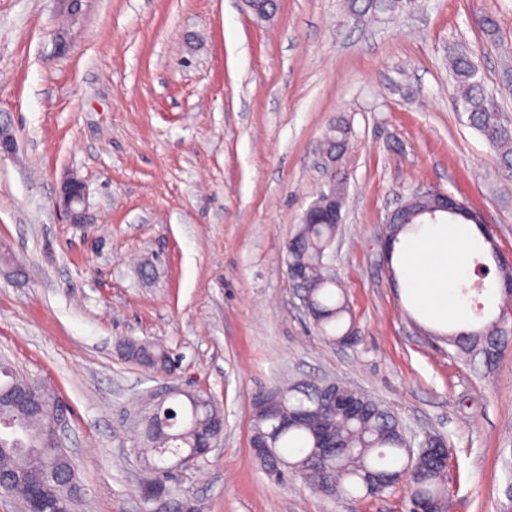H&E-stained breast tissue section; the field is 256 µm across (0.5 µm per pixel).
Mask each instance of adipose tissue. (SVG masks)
Returning a JSON list of instances; mask_svg holds the SVG:
<instances>
[{
	"mask_svg": "<svg viewBox=\"0 0 512 512\" xmlns=\"http://www.w3.org/2000/svg\"><path fill=\"white\" fill-rule=\"evenodd\" d=\"M393 261L410 285L417 311L432 325L443 327L462 317L452 295L467 265L458 225L430 224L419 233L402 235Z\"/></svg>",
	"mask_w": 512,
	"mask_h": 512,
	"instance_id": "adipose-tissue-1",
	"label": "adipose tissue"
}]
</instances>
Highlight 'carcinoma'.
I'll return each instance as SVG.
<instances>
[{"label": "carcinoma", "mask_w": 512, "mask_h": 512, "mask_svg": "<svg viewBox=\"0 0 512 512\" xmlns=\"http://www.w3.org/2000/svg\"><path fill=\"white\" fill-rule=\"evenodd\" d=\"M416 0H349L351 11L373 17L405 13L414 8ZM449 68L454 78L457 100L468 113L469 124L484 140L512 163V120L486 90L479 76L472 53L463 45L448 54ZM428 206H413L395 220L396 235L417 229L424 222ZM336 224H303L296 233L297 245L286 248V263L305 271L306 298L313 310L312 323L329 342H356L353 320L343 291L339 290L336 277L330 269L333 238ZM496 329L491 323L479 330L459 331L448 336L457 350L467 354L471 361L484 364L490 359L495 364L497 356L490 353L500 347L502 336H488ZM123 354L129 360L149 369L171 372L179 355L172 350L150 341L127 339ZM29 378L13 371L0 362V388L8 391L25 386ZM349 394L368 401V411L357 418H348L333 410L317 408L318 396L314 385L301 384L275 387L270 392L276 397L281 413L289 416L315 408L319 409L310 424H295L287 428L277 427L268 418L259 401H254L252 434L267 437L272 456L259 459L267 476L281 481L291 471H297L306 482L319 490L321 484L330 485V492L338 497L369 498L384 494L392 484L381 477L386 474H404L409 483L410 503L424 506L432 503L435 512H448L450 501L445 485V460L429 454H417L409 460L404 442L397 436L398 420L380 402L350 387ZM56 400L52 388L43 386L39 410L28 413L13 401L0 399V425L10 424L7 431L0 430V470L24 471L34 479L42 477V471L51 462L48 437L43 433L53 413ZM173 415L161 412L153 419L140 424L139 454L143 458L146 476L138 488L158 485L165 490L168 512H187V505L194 499L171 482L161 465L163 454L180 452L186 448H198L204 441L224 429L223 411L208 397L184 393L175 396L170 404ZM325 428L336 434L345 451L336 457L322 458L316 448L315 432ZM60 470L69 474L65 482L50 481L44 487L47 494L55 497L62 506L75 509L82 497V482L78 477L74 460L61 450H55Z\"/></svg>", "instance_id": "obj_1"}]
</instances>
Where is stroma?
Segmentation results:
<instances>
[{"label": "stroma", "instance_id": "obj_1", "mask_svg": "<svg viewBox=\"0 0 512 512\" xmlns=\"http://www.w3.org/2000/svg\"><path fill=\"white\" fill-rule=\"evenodd\" d=\"M369 22L346 0H0V358L71 408L65 444L79 512H140L127 418L169 387L212 397L224 437L177 480L201 512H406L375 498L268 478L251 447L256 392L331 379L384 403L408 437H443L452 512H506L512 342L486 371L417 316L379 238L398 196L446 191L483 213L493 244L467 252L465 306L512 324V298L475 290L490 246L512 257V168L458 108L448 51L465 43L488 89L512 62V0H420ZM497 39L482 31L485 17ZM344 124L348 147L324 142ZM86 186L92 223L59 210ZM344 184L331 266L357 342L305 316L286 245L305 210ZM132 337L181 356L174 375L128 362ZM84 183L77 178L63 182L59 193V205L65 211L69 223L86 224Z\"/></svg>", "mask_w": 512, "mask_h": 512}]
</instances>
